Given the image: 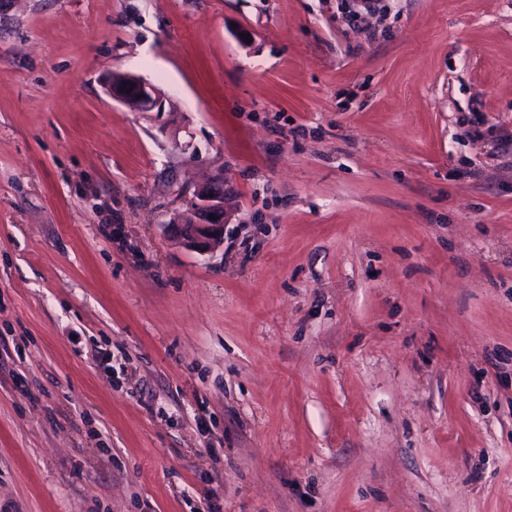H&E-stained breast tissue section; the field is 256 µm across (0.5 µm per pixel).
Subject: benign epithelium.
<instances>
[{
	"label": "benign epithelium",
	"mask_w": 512,
	"mask_h": 512,
	"mask_svg": "<svg viewBox=\"0 0 512 512\" xmlns=\"http://www.w3.org/2000/svg\"><path fill=\"white\" fill-rule=\"evenodd\" d=\"M107 92L134 112L162 109L159 91L131 75H112ZM224 196V174L218 173L193 190L188 209L169 225L188 250L200 255L212 254L224 242Z\"/></svg>",
	"instance_id": "1"
}]
</instances>
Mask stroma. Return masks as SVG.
Segmentation results:
<instances>
[{"label": "stroma", "instance_id": "1", "mask_svg": "<svg viewBox=\"0 0 512 512\" xmlns=\"http://www.w3.org/2000/svg\"><path fill=\"white\" fill-rule=\"evenodd\" d=\"M213 490L512 512V0H0V512ZM107 92L112 95V99L118 100L134 112H159L162 109L159 91L150 83L131 75H112ZM224 174L197 187L187 202L188 209L168 224L174 236L190 251L213 254L224 242ZM213 215V219L209 216Z\"/></svg>", "mask_w": 512, "mask_h": 512}]
</instances>
